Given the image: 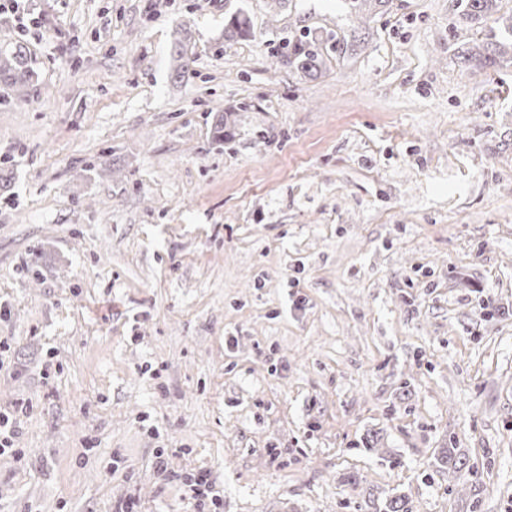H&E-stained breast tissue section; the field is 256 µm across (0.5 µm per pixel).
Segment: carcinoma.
<instances>
[{
    "label": "carcinoma",
    "mask_w": 512,
    "mask_h": 512,
    "mask_svg": "<svg viewBox=\"0 0 512 512\" xmlns=\"http://www.w3.org/2000/svg\"><path fill=\"white\" fill-rule=\"evenodd\" d=\"M388 0H345L349 13L365 18L377 7L385 6ZM498 0H460V19L466 24L478 27L483 32V40L478 50L461 51L458 59L465 68L490 69L502 62H512V21L500 25L499 19L494 24L486 25L487 20L496 12ZM251 35V26L247 14L239 11L224 21V38L243 39ZM188 31L181 28L175 38L173 61L175 76L179 80L189 81L194 78V59L189 56ZM357 39H349L328 31L323 36H315L303 29L288 38L282 45L276 58L308 77H315L324 66L325 54L336 51L341 54L356 51ZM35 71L30 65L24 48L0 47V84L12 90L26 87L33 83ZM213 137L216 142L224 143L234 138L231 127L224 114L217 113L212 123ZM374 512H413L406 500L395 497L374 507Z\"/></svg>",
    "instance_id": "carcinoma-1"
}]
</instances>
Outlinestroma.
<instances>
[{
  "label": "stroma",
  "instance_id": "35a3bbf8",
  "mask_svg": "<svg viewBox=\"0 0 512 512\" xmlns=\"http://www.w3.org/2000/svg\"><path fill=\"white\" fill-rule=\"evenodd\" d=\"M20 7L0 408L27 404V456L0 455V512H192L196 471L224 512H512V68L462 67L458 0ZM240 9L253 33L225 39ZM304 26L359 47L315 78L272 63ZM178 31V37L175 38L173 47V61L175 76L179 80L189 81L194 78L195 71L193 68L194 59L188 53V31L181 25ZM179 482L187 498L194 502L197 512L224 511V495L211 479L210 473L201 471L183 475ZM207 509V510H205Z\"/></svg>",
  "mask_w": 512,
  "mask_h": 512
}]
</instances>
